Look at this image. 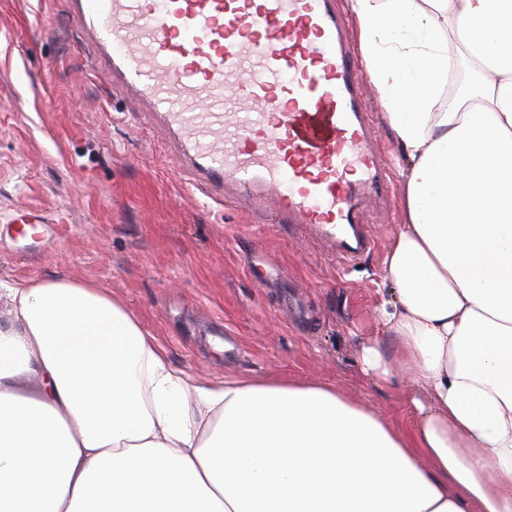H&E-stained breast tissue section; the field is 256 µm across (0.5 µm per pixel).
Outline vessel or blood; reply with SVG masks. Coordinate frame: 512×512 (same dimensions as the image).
<instances>
[{
	"instance_id": "vessel-or-blood-1",
	"label": "vessel or blood",
	"mask_w": 512,
	"mask_h": 512,
	"mask_svg": "<svg viewBox=\"0 0 512 512\" xmlns=\"http://www.w3.org/2000/svg\"><path fill=\"white\" fill-rule=\"evenodd\" d=\"M109 83L166 135L184 177L312 233L344 266L376 243L360 203L389 189L335 0H63ZM16 208L19 236L43 223Z\"/></svg>"
}]
</instances>
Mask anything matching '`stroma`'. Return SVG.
Wrapping results in <instances>:
<instances>
[{"mask_svg": "<svg viewBox=\"0 0 512 512\" xmlns=\"http://www.w3.org/2000/svg\"><path fill=\"white\" fill-rule=\"evenodd\" d=\"M140 110L101 80L61 0H0V281L100 285L194 378L329 384L410 424L405 384L367 376L359 360L391 296L383 259L402 197L375 89L366 110L391 191L366 204L376 249L345 269L275 213L255 217L190 185ZM21 205L72 221L21 238L7 227Z\"/></svg>", "mask_w": 512, "mask_h": 512, "instance_id": "1", "label": "stroma"}]
</instances>
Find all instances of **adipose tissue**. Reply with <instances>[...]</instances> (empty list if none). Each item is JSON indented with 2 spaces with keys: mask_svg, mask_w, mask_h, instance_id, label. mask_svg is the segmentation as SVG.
<instances>
[{
  "mask_svg": "<svg viewBox=\"0 0 512 512\" xmlns=\"http://www.w3.org/2000/svg\"><path fill=\"white\" fill-rule=\"evenodd\" d=\"M349 8L403 153L361 364L427 393L411 426L331 385L200 383L95 284L0 283V512H512V0Z\"/></svg>",
  "mask_w": 512,
  "mask_h": 512,
  "instance_id": "adipose-tissue-1",
  "label": "adipose tissue"
}]
</instances>
